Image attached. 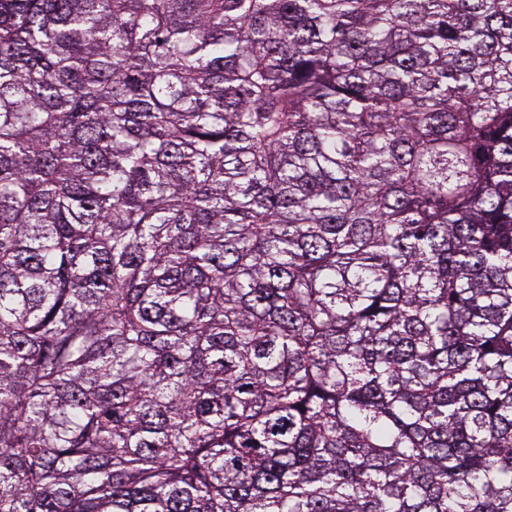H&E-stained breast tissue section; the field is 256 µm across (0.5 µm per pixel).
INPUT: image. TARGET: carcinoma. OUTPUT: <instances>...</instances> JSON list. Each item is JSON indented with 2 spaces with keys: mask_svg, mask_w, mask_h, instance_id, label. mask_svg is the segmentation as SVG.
<instances>
[{
  "mask_svg": "<svg viewBox=\"0 0 512 512\" xmlns=\"http://www.w3.org/2000/svg\"><path fill=\"white\" fill-rule=\"evenodd\" d=\"M0 512H512V0H0Z\"/></svg>",
  "mask_w": 512,
  "mask_h": 512,
  "instance_id": "carcinoma-1",
  "label": "carcinoma"
}]
</instances>
